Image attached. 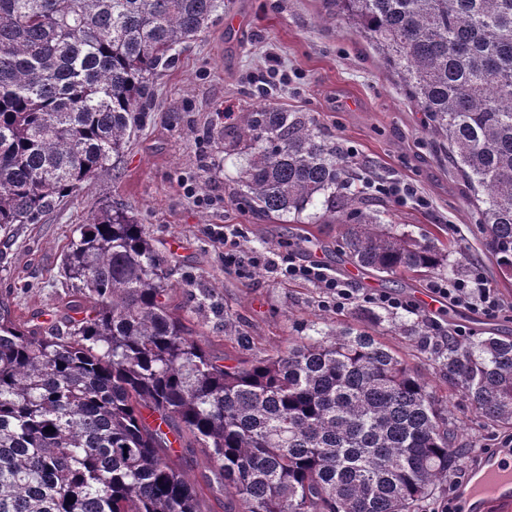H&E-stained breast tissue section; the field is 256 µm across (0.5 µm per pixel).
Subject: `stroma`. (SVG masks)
<instances>
[{"mask_svg": "<svg viewBox=\"0 0 512 512\" xmlns=\"http://www.w3.org/2000/svg\"><path fill=\"white\" fill-rule=\"evenodd\" d=\"M326 13L325 0H224L223 14L155 77L150 118L128 141L118 169L102 170L88 190L66 198L38 223L15 225L10 246L0 251V295L9 298L15 315L56 323L70 293L62 276L65 244L93 203L120 202L167 256L178 282L173 304L209 352L234 356L238 346L225 335L223 320L191 312L189 296L200 288L233 315L255 351L341 325L368 330L406 358L446 401L464 446L460 466L430 498L436 504L456 495L466 463L484 449L507 454L512 429L480 417L444 379L433 352L394 326L421 320L437 336L459 325L470 340L512 336V278L487 252L478 215L424 112L364 39L321 24ZM263 103L310 113L364 178L413 185L426 206L374 194L367 203L398 230L448 245V262L461 264L462 274L480 269L504 310L488 316L449 303L424 308L419 297L428 292L431 276L353 275L338 250L343 225L271 222L241 211L236 196L242 157L217 148L214 134L231 116ZM189 184L201 189L208 204L187 196ZM226 224L236 226L243 252L268 259L291 252L305 263L319 261L362 295L386 291L409 307L381 311L376 319L365 316L362 301L339 312L324 306L318 285L283 278L269 262L246 272L226 266L224 245L211 234Z\"/></svg>", "mask_w": 512, "mask_h": 512, "instance_id": "obj_1", "label": "stroma"}]
</instances>
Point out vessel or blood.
<instances>
[{
  "instance_id": "vessel-or-blood-1",
  "label": "vessel or blood",
  "mask_w": 512,
  "mask_h": 512,
  "mask_svg": "<svg viewBox=\"0 0 512 512\" xmlns=\"http://www.w3.org/2000/svg\"><path fill=\"white\" fill-rule=\"evenodd\" d=\"M469 482L458 489L460 498L470 504L471 512H512V464L504 462L498 452L483 454L469 468Z\"/></svg>"
}]
</instances>
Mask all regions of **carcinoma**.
<instances>
[{
  "instance_id": "1",
  "label": "carcinoma",
  "mask_w": 512,
  "mask_h": 512,
  "mask_svg": "<svg viewBox=\"0 0 512 512\" xmlns=\"http://www.w3.org/2000/svg\"><path fill=\"white\" fill-rule=\"evenodd\" d=\"M443 140L485 248L512 277V0H327ZM224 0H0V231L84 191L148 119L152 79ZM245 154L239 204L343 221L371 274L441 272L448 248L386 224L305 112L271 106L217 132ZM322 210L321 214L314 209ZM64 253L60 324L0 298V512H203L173 441L212 465L224 512H420L457 467L448 408L378 337L338 328L257 356L208 352L171 308L173 272L118 204L90 208ZM448 383L512 425V338L448 339ZM53 427L47 432L45 428Z\"/></svg>"
}]
</instances>
